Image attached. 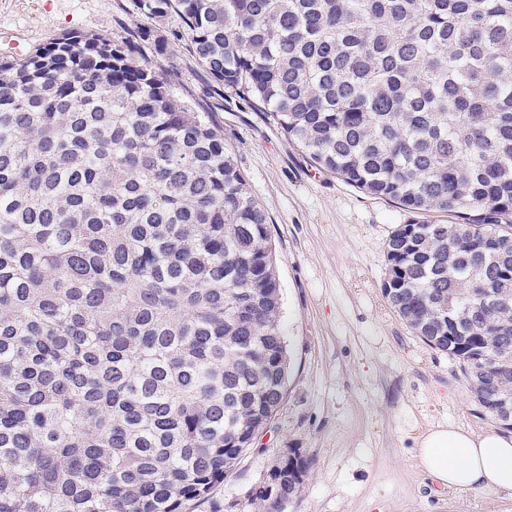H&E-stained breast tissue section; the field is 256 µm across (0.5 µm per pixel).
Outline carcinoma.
Segmentation results:
<instances>
[{"label": "carcinoma", "mask_w": 512, "mask_h": 512, "mask_svg": "<svg viewBox=\"0 0 512 512\" xmlns=\"http://www.w3.org/2000/svg\"><path fill=\"white\" fill-rule=\"evenodd\" d=\"M138 39L0 60V512H183L287 392L267 215L224 93L412 219L382 293L489 419L512 406V0H131ZM187 41L199 110L140 43ZM290 448L248 500L277 509Z\"/></svg>", "instance_id": "cac0c4a2"}]
</instances>
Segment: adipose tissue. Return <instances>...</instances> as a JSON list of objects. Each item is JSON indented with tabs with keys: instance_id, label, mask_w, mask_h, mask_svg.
<instances>
[{
	"instance_id": "adipose-tissue-1",
	"label": "adipose tissue",
	"mask_w": 512,
	"mask_h": 512,
	"mask_svg": "<svg viewBox=\"0 0 512 512\" xmlns=\"http://www.w3.org/2000/svg\"><path fill=\"white\" fill-rule=\"evenodd\" d=\"M416 468L441 489L512 493V435L435 423L417 439Z\"/></svg>"
}]
</instances>
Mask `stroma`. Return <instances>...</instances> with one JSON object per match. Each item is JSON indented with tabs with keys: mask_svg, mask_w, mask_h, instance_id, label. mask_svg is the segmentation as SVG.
Returning a JSON list of instances; mask_svg holds the SVG:
<instances>
[{
	"mask_svg": "<svg viewBox=\"0 0 512 512\" xmlns=\"http://www.w3.org/2000/svg\"><path fill=\"white\" fill-rule=\"evenodd\" d=\"M130 0H0V41L25 50L68 32L134 37ZM211 105L209 78L182 48L158 58ZM224 142L264 208L276 247L291 371L267 435L234 476L186 512H254L247 493L286 449L310 465L281 512H512V495L441 491L414 466L431 422L491 428L446 353L425 345L382 294L384 243L411 215L315 170L258 107L227 100Z\"/></svg>",
	"mask_w": 512,
	"mask_h": 512,
	"instance_id": "stroma-1",
	"label": "stroma"
}]
</instances>
